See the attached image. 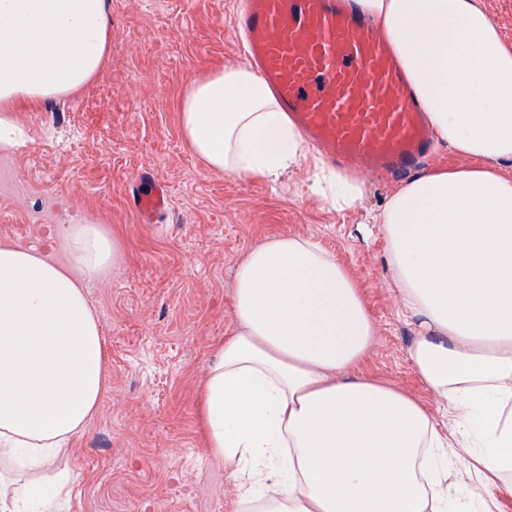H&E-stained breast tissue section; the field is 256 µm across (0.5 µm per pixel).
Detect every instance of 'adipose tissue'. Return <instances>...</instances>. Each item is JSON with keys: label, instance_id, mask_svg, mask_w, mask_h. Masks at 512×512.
<instances>
[{"label": "adipose tissue", "instance_id": "adipose-tissue-1", "mask_svg": "<svg viewBox=\"0 0 512 512\" xmlns=\"http://www.w3.org/2000/svg\"><path fill=\"white\" fill-rule=\"evenodd\" d=\"M385 38L437 139L475 167L432 170L372 218L385 285L438 401L357 373L377 328L363 290L317 241L267 238L236 263L234 326L209 365L199 420L235 512H498L512 497V47L479 0H355ZM106 0H0V151L26 145L22 100L89 83L109 50ZM180 129L205 167L277 185L308 148L242 64L193 80ZM301 190L355 208L362 182L324 161ZM120 249L103 225L0 243V512H53L73 476L43 474L107 390L86 286Z\"/></svg>", "mask_w": 512, "mask_h": 512}]
</instances>
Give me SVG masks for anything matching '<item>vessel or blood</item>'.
I'll return each instance as SVG.
<instances>
[{
  "mask_svg": "<svg viewBox=\"0 0 512 512\" xmlns=\"http://www.w3.org/2000/svg\"><path fill=\"white\" fill-rule=\"evenodd\" d=\"M236 27L247 63L334 162L402 175L431 152L397 59L353 0H244ZM168 201L158 183L132 199L148 218Z\"/></svg>",
  "mask_w": 512,
  "mask_h": 512,
  "instance_id": "obj_1",
  "label": "vessel or blood"
}]
</instances>
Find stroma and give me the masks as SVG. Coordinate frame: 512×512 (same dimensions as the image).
Wrapping results in <instances>:
<instances>
[{
  "label": "stroma",
  "mask_w": 512,
  "mask_h": 512,
  "mask_svg": "<svg viewBox=\"0 0 512 512\" xmlns=\"http://www.w3.org/2000/svg\"><path fill=\"white\" fill-rule=\"evenodd\" d=\"M107 5L110 50L99 74L66 98L19 104L30 139L0 158L22 187L0 188V243L37 245L45 226L94 220L121 247L118 267L87 286L109 378L96 414L55 462L81 489L65 512H230L234 486L204 446L198 394L234 324L233 268L268 237H312L350 270L378 327L360 372L433 404L409 359L414 331L385 286L384 242L368 221L398 183L365 173L358 206L339 212L295 194L305 164L275 189L208 170L183 141L180 103L193 79L242 62L237 0ZM153 178L170 202L147 220L130 196Z\"/></svg>",
  "instance_id": "stroma-1"
}]
</instances>
